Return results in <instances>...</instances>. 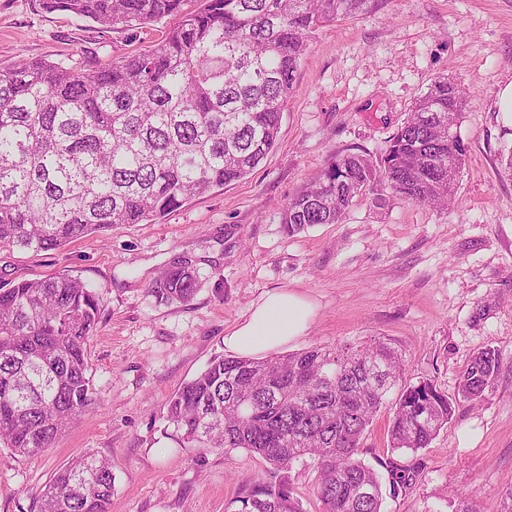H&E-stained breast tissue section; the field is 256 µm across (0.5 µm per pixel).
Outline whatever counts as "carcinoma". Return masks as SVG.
Returning a JSON list of instances; mask_svg holds the SVG:
<instances>
[{"label":"carcinoma","instance_id":"cac0c4a2","mask_svg":"<svg viewBox=\"0 0 512 512\" xmlns=\"http://www.w3.org/2000/svg\"><path fill=\"white\" fill-rule=\"evenodd\" d=\"M45 10L105 28L177 22L148 49L95 69L25 61L0 73V248L35 252L122 224H155L189 199L241 179L275 147L283 109L309 39L352 18L370 0H41ZM466 89L440 77L419 96L377 162L340 154L286 203L294 234L336 224L355 198L385 190L427 207L455 199L465 148L457 133ZM198 279L187 258L152 292L190 301ZM100 318L96 294L59 274L0 288V447L30 458L93 400L86 345ZM502 366L475 352L458 398L479 403ZM402 378V353L371 339L315 346L266 359L217 357L170 399L181 445L242 449L266 474L244 481L224 512H302L295 465L311 463L322 512H380L377 472L360 441ZM454 413L429 380L400 389L390 448L417 453ZM420 462H388L390 485L407 490ZM112 462L85 454L60 467L36 496L38 512H108ZM454 512H481L457 493Z\"/></svg>","mask_w":512,"mask_h":512}]
</instances>
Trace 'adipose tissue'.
<instances>
[{"instance_id":"ef3b65f1","label":"adipose tissue","mask_w":512,"mask_h":512,"mask_svg":"<svg viewBox=\"0 0 512 512\" xmlns=\"http://www.w3.org/2000/svg\"><path fill=\"white\" fill-rule=\"evenodd\" d=\"M314 316L313 305L297 293L269 292L248 317L224 338L234 356H258L277 351L302 336Z\"/></svg>"}]
</instances>
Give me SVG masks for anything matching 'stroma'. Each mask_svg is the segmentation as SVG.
I'll use <instances>...</instances> for the list:
<instances>
[{
    "label": "stroma",
    "mask_w": 512,
    "mask_h": 512,
    "mask_svg": "<svg viewBox=\"0 0 512 512\" xmlns=\"http://www.w3.org/2000/svg\"><path fill=\"white\" fill-rule=\"evenodd\" d=\"M173 24L106 29L46 11L41 0H0V72L31 59L81 70L115 63ZM441 77L470 92L454 203L430 209L394 197L379 207L367 195L339 223L288 234V199L335 155L380 160ZM511 82L512 0H371L360 16L313 34L276 145L250 175L158 224H125L43 252L0 249V286L67 273L100 306L87 343L93 401L40 455L0 447V512H37L38 491L86 453L114 465L108 512H224L240 482L263 476L266 463L244 450L179 447L167 403L224 355L226 333L280 289L315 307L286 352L380 339L402 352L404 383L432 381L457 401L448 425L412 454L389 446L398 399L389 394L360 441L380 478L381 512H453L458 492L500 512L512 488V175L501 165L512 126L496 101ZM178 257L197 272L186 303L152 291ZM485 347L503 358L492 391L475 405L457 400L460 372ZM415 458L422 469L414 484L392 494L385 462Z\"/></svg>",
    "instance_id": "stroma-1"
}]
</instances>
